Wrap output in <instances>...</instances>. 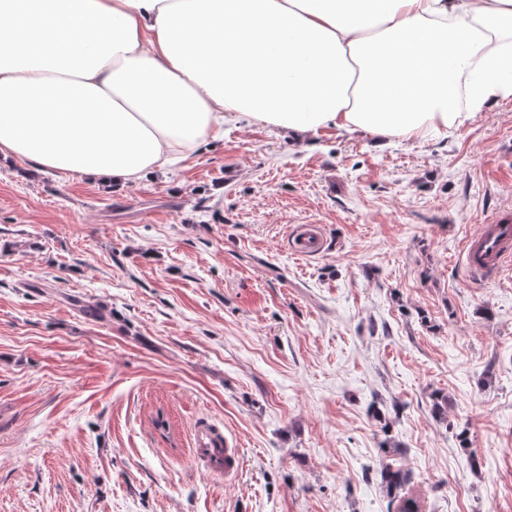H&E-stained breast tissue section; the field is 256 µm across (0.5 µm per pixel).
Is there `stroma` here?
Listing matches in <instances>:
<instances>
[{"instance_id":"35a3bbf8","label":"stroma","mask_w":512,"mask_h":512,"mask_svg":"<svg viewBox=\"0 0 512 512\" xmlns=\"http://www.w3.org/2000/svg\"><path fill=\"white\" fill-rule=\"evenodd\" d=\"M502 219L512 98L382 149L229 120L118 190L0 159V512H395L389 466L512 512V267L458 260ZM196 438L197 446L199 447L197 448L198 455L207 458L212 469L218 472H224L226 466L223 465L222 459L211 457V449L214 448L215 444L220 447L224 446L221 434L212 427L202 426L197 430Z\"/></svg>"}]
</instances>
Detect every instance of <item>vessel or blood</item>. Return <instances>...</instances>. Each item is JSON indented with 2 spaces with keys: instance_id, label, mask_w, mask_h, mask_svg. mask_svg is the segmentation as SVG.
<instances>
[{
  "instance_id": "1",
  "label": "vessel or blood",
  "mask_w": 512,
  "mask_h": 512,
  "mask_svg": "<svg viewBox=\"0 0 512 512\" xmlns=\"http://www.w3.org/2000/svg\"><path fill=\"white\" fill-rule=\"evenodd\" d=\"M464 263L469 275L476 280L493 270L512 265V224H486L481 232L468 239L463 245ZM199 456L208 458L209 465L216 471H223L222 460L214 458L212 450L221 444V434L210 427H200L196 432Z\"/></svg>"
}]
</instances>
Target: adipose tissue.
Segmentation results:
<instances>
[{
	"instance_id": "ef3b65f1",
	"label": "adipose tissue",
	"mask_w": 512,
	"mask_h": 512,
	"mask_svg": "<svg viewBox=\"0 0 512 512\" xmlns=\"http://www.w3.org/2000/svg\"><path fill=\"white\" fill-rule=\"evenodd\" d=\"M512 97V0H0V156L123 186L237 116L427 139Z\"/></svg>"
}]
</instances>
